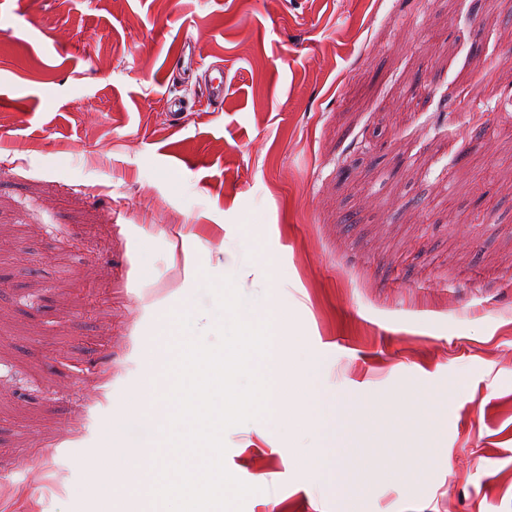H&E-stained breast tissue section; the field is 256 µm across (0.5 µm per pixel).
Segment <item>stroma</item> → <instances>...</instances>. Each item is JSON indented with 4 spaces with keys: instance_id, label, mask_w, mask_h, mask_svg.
Here are the masks:
<instances>
[{
    "instance_id": "stroma-1",
    "label": "stroma",
    "mask_w": 512,
    "mask_h": 512,
    "mask_svg": "<svg viewBox=\"0 0 512 512\" xmlns=\"http://www.w3.org/2000/svg\"><path fill=\"white\" fill-rule=\"evenodd\" d=\"M484 8L0 0V512H94L89 435L179 303L181 236L288 299L354 417L363 482L329 493L311 427L228 428L243 512H512V12Z\"/></svg>"
}]
</instances>
